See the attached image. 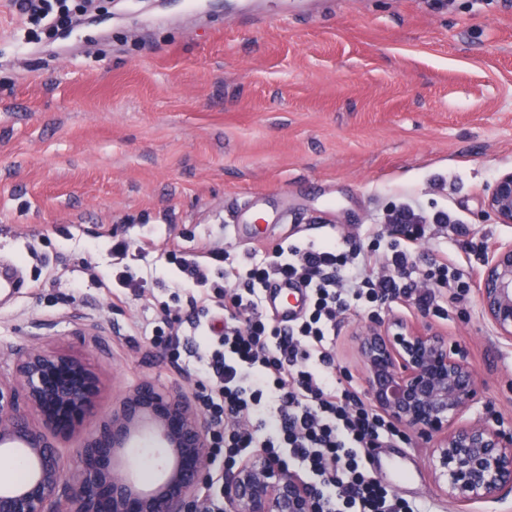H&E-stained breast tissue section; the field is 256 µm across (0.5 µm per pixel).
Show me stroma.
Returning a JSON list of instances; mask_svg holds the SVG:
<instances>
[{"instance_id": "stroma-1", "label": "stroma", "mask_w": 512, "mask_h": 512, "mask_svg": "<svg viewBox=\"0 0 512 512\" xmlns=\"http://www.w3.org/2000/svg\"><path fill=\"white\" fill-rule=\"evenodd\" d=\"M29 29L0 0V259L21 280L0 294V374L31 347L86 359L102 392L84 432L141 382L188 379L155 342L161 305L189 310L173 244L261 259L332 230L366 247L403 207L430 221L424 262L479 271L512 241L484 208L512 169V0H112L55 38ZM323 214L333 227L311 223ZM121 239L149 247L125 260L142 295L118 299L100 281ZM442 305L376 313L448 333L484 381L469 419L512 432V344L476 293ZM359 321L342 317L331 354L360 391ZM374 455L422 512H459L416 436Z\"/></svg>"}]
</instances>
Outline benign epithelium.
I'll use <instances>...</instances> for the list:
<instances>
[{
    "label": "benign epithelium",
    "mask_w": 512,
    "mask_h": 512,
    "mask_svg": "<svg viewBox=\"0 0 512 512\" xmlns=\"http://www.w3.org/2000/svg\"><path fill=\"white\" fill-rule=\"evenodd\" d=\"M486 213L512 224V171L495 179ZM482 315L496 337L512 342V243L498 245L478 284ZM370 405L395 426L429 444V459L448 498L469 504L512 493V434L461 421L482 398V383L459 346L431 322L373 317L355 333ZM100 381L89 362L33 348L0 376V447L18 448L33 466L23 481L0 489V512H197L209 478L211 420L183 393L151 382L129 392L120 414L87 436L75 459L60 441L95 415ZM149 424L165 450L164 475L150 489L118 471L117 457ZM225 512H314L305 481L264 450L224 473Z\"/></svg>",
    "instance_id": "benign-epithelium-1"
}]
</instances>
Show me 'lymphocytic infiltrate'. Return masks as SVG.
<instances>
[{
    "label": "lymphocytic infiltrate",
    "mask_w": 512,
    "mask_h": 512,
    "mask_svg": "<svg viewBox=\"0 0 512 512\" xmlns=\"http://www.w3.org/2000/svg\"><path fill=\"white\" fill-rule=\"evenodd\" d=\"M30 23L54 33L77 25L102 0H18ZM420 224H403L397 235L369 249L331 239L284 242L271 256L241 268L223 255L220 273L195 253L176 263L195 291L188 323L194 338L184 346L201 376L197 400L214 423L226 461L262 448L283 466L309 474L316 512H416L407 500L372 476L371 448L395 435V427L352 390L350 376L335 370L329 347L339 319L376 303L407 295L412 274L428 286L425 306L440 308V289L464 300L470 283L456 257L441 255L419 270L415 251ZM285 278L305 288L307 304L296 320L281 325L264 305L263 290ZM224 316L218 338L206 334L214 312Z\"/></svg>",
    "instance_id": "obj_1"
}]
</instances>
